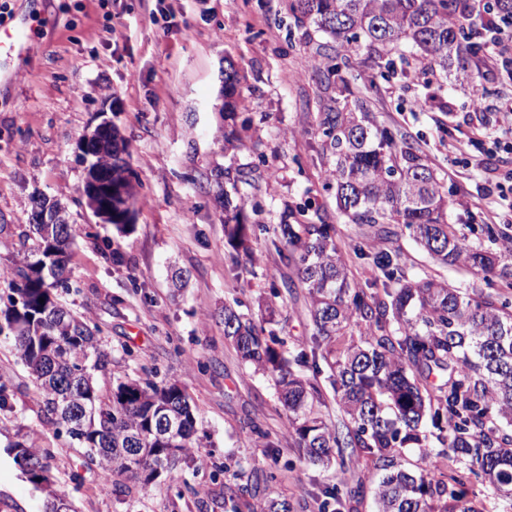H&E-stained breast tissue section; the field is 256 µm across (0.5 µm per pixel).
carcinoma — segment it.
Masks as SVG:
<instances>
[{
  "mask_svg": "<svg viewBox=\"0 0 512 512\" xmlns=\"http://www.w3.org/2000/svg\"><path fill=\"white\" fill-rule=\"evenodd\" d=\"M286 10L305 28L304 57L321 59L316 70L325 96L319 99L317 132L324 187L334 191L346 224L365 226L386 246L373 254L376 278L361 284L336 242V227L318 223L278 225V254L297 270L307 288L313 327L310 352L289 360L283 339L266 325L224 305V336L241 359L271 378L289 413L293 447L314 467L345 469L365 456L378 460L374 496L377 512H480L467 485L479 482L491 495L512 501V264H500L489 246L473 245L448 223L452 200L444 177L397 135L380 127L371 102L373 79L354 72L350 59L391 69L393 56L405 65L423 63L433 75L453 70L469 77L487 46L481 14L471 0H287ZM236 71H224V109L238 104ZM112 225L126 229L137 203L128 161L113 164ZM224 231L245 262L250 225L246 202L229 208ZM443 266L465 267L499 287L471 294L445 280L408 278L401 254L388 246L397 232ZM75 236L72 224H31L33 240L11 269L8 305L0 311V333L14 338L16 354L32 375L47 422L65 429L81 453L122 488L125 479L145 492L160 468L174 472L192 460L195 409L177 384L159 386L112 372L109 354L98 347L100 329L60 303L56 284L68 280ZM44 302H39V299ZM312 360L329 369L328 382L341 420L326 421L324 392L317 379L293 364ZM110 374L112 396L97 375ZM172 434L159 435L160 423ZM36 456L45 490L55 485L52 451L17 442ZM421 459L446 457L437 465L411 464L405 450ZM253 502L224 487L230 512H291L271 486ZM319 512H341L362 494L360 483L340 481L321 491Z\"/></svg>",
  "mask_w": 512,
  "mask_h": 512,
  "instance_id": "cac0c4a2",
  "label": "carcinoma"
}]
</instances>
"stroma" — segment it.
<instances>
[{
    "instance_id": "35a3bbf8",
    "label": "stroma",
    "mask_w": 512,
    "mask_h": 512,
    "mask_svg": "<svg viewBox=\"0 0 512 512\" xmlns=\"http://www.w3.org/2000/svg\"><path fill=\"white\" fill-rule=\"evenodd\" d=\"M286 0H12L25 21L32 53L9 60L0 82V307L19 235L31 222L32 199L65 203L82 231L60 301L100 329L98 344L114 371L157 384L177 382L197 408L195 462L184 481L208 492L204 503L178 496L166 478L149 492H105L101 469L77 442L58 435L39 412L33 379L11 335H0V512H43L44 494L8 448L27 441L51 449L74 512H224L212 494L221 486L263 497L259 475L274 473V489L293 512H319L320 488L362 482L353 512H376V462L347 470L300 462L289 438L288 412L272 382L246 366L224 336L225 303L260 317L275 303L274 328L287 348L310 343L307 291L271 245L285 204L309 202L326 223L358 281L372 274L378 240L339 223L335 200L322 188L317 158L314 70H300L302 32L290 26ZM240 79L237 121L243 143L224 147V71ZM474 81L437 80L428 70L396 64L372 104L375 120L404 133L436 167L456 204L449 220L471 243L482 225L512 235V204L487 195V164L512 175V58L485 52ZM124 139L139 199L126 232L103 223L85 203V164L79 142L102 122ZM252 170L253 186L230 198L215 180ZM246 200L255 224L249 244L256 264H236L224 235V206ZM408 275L428 274L473 291L482 275L435 263L402 232L393 239ZM363 245L367 258L353 248ZM184 286L174 289L172 275ZM280 445L270 460L266 441ZM81 483H74L72 473Z\"/></svg>"
}]
</instances>
